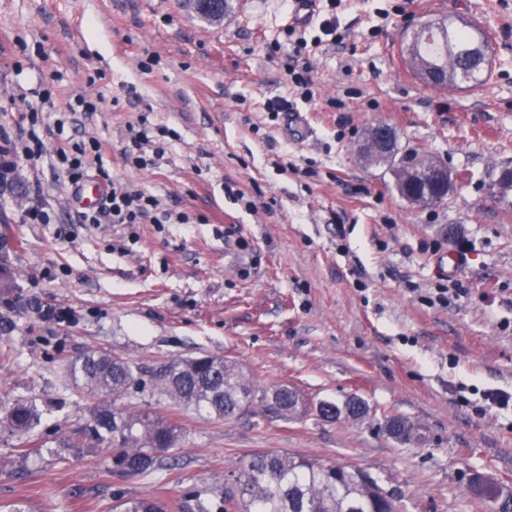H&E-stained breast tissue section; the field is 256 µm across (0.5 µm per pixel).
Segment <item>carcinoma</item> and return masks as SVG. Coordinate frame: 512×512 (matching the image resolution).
<instances>
[{"label": "carcinoma", "mask_w": 512, "mask_h": 512, "mask_svg": "<svg viewBox=\"0 0 512 512\" xmlns=\"http://www.w3.org/2000/svg\"><path fill=\"white\" fill-rule=\"evenodd\" d=\"M428 32L413 33L407 39L404 59L418 77L439 71L455 77L453 89L480 85L490 66L486 34L476 25L453 18L433 20ZM361 157L369 166H385L395 178V188L406 199L419 196L421 185L407 178L416 161L430 160L425 154L404 152L397 143L388 150L366 149ZM500 171L489 172L490 187L506 200L512 181L499 178ZM69 382L89 400V416L84 424L62 437L56 449L81 453L97 448L110 455L112 471L128 476H147L155 472L166 454L180 441L181 428L161 414H151L124 403L131 392L142 393L151 387L150 396L168 404L190 409L214 420L239 415L252 405L261 406L271 419L286 420L300 414L299 394L286 387H255L241 367L220 355L174 359L156 371L150 381L139 374L135 363L105 350L93 349L68 364ZM318 411L326 420L341 416L355 418L366 413L359 400L339 405L319 403ZM42 410L32 399H18L0 426L20 440L30 436L39 424ZM392 434L406 441L416 436L407 421L394 418ZM233 502L241 512H398V495L385 489L363 469L324 462L281 450H260L239 461L236 484L217 498L196 491L178 505L180 512H226ZM168 505L147 497H119L112 512H167Z\"/></svg>", "instance_id": "carcinoma-1"}]
</instances>
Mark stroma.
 <instances>
[{"label": "stroma", "instance_id": "35a3bbf8", "mask_svg": "<svg viewBox=\"0 0 512 512\" xmlns=\"http://www.w3.org/2000/svg\"><path fill=\"white\" fill-rule=\"evenodd\" d=\"M290 0H227L206 23L188 0H0V153L22 145L29 106L43 156L17 162L0 188V234L16 270L0 298V414L14 400L43 410L31 434L55 442L87 400L68 363L94 348L129 357L143 378L201 354L237 362L257 387L286 386L307 414L259 408L213 420L168 409L182 428L164 467L113 473L106 454L24 458L0 428V503L30 512H112L115 498L177 504L223 493L238 461L277 449L357 466L400 495V512H512V202L489 187L512 163V0H339L328 17L287 26ZM471 15L496 52L488 81L460 94L419 80L402 48L413 29ZM312 64V99L287 66ZM92 112H73L78 97ZM283 98L302 123L268 100ZM445 165L454 188L415 206L392 173L364 163L372 127ZM173 130L148 169L128 165L131 132ZM96 138L121 187L154 196L138 224L85 223L51 161ZM243 200H236L235 192ZM51 221L27 224L35 202ZM186 213V224L163 223ZM457 297L440 303V289ZM67 310L65 320L40 316ZM363 400L362 419L327 421L319 401ZM419 440L391 437L389 419ZM497 486L475 497L474 477Z\"/></svg>", "mask_w": 512, "mask_h": 512}]
</instances>
